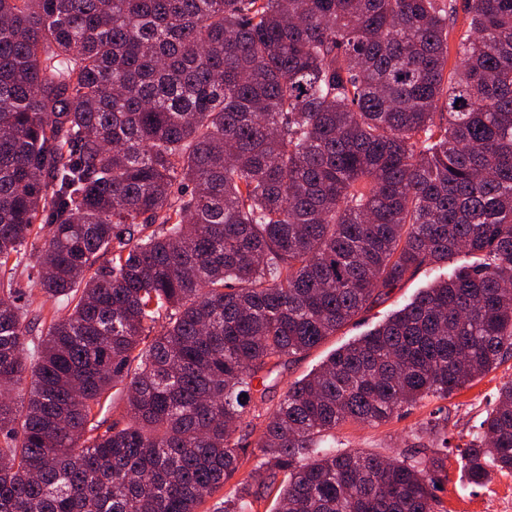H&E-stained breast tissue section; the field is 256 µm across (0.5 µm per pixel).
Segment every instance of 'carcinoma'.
<instances>
[{"label": "carcinoma", "mask_w": 512, "mask_h": 512, "mask_svg": "<svg viewBox=\"0 0 512 512\" xmlns=\"http://www.w3.org/2000/svg\"><path fill=\"white\" fill-rule=\"evenodd\" d=\"M463 5L450 70L458 0H0V512H447L448 454L512 473V380L461 448L336 447L512 356V0ZM461 252L236 478L290 359ZM17 281V288H22L23 291L26 292V299H28L30 309L34 311L41 309V311H43V315L46 316L47 321L45 327H43L45 328V331L49 325V320L51 319L53 312H55V316H62L65 314L66 310L63 309L61 304L53 301H46V298L38 288L28 287L26 273L22 275L18 273ZM126 410L125 389H123L122 385H118L112 389L111 401L107 403L103 410V415H105L109 424L118 422L119 427H124L130 422Z\"/></svg>", "instance_id": "cac0c4a2"}]
</instances>
